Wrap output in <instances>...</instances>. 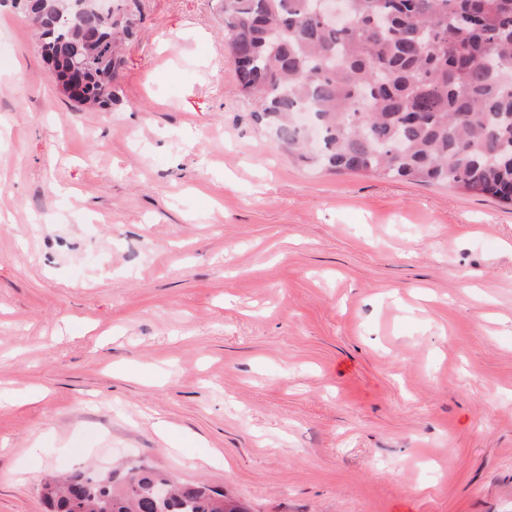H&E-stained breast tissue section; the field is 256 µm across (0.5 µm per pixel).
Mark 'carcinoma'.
<instances>
[{
    "instance_id": "obj_1",
    "label": "carcinoma",
    "mask_w": 512,
    "mask_h": 512,
    "mask_svg": "<svg viewBox=\"0 0 512 512\" xmlns=\"http://www.w3.org/2000/svg\"><path fill=\"white\" fill-rule=\"evenodd\" d=\"M136 2L38 31L58 64L87 30L108 35L83 61L80 109H112ZM224 46L256 120L293 158L512 206V0H348L347 21L336 23L317 0H224ZM299 112L321 132L315 150ZM163 478L173 484L166 501L154 494ZM42 497L48 512H249L205 481L143 463L57 477Z\"/></svg>"
}]
</instances>
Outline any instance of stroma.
<instances>
[{
    "instance_id": "1",
    "label": "stroma",
    "mask_w": 512,
    "mask_h": 512,
    "mask_svg": "<svg viewBox=\"0 0 512 512\" xmlns=\"http://www.w3.org/2000/svg\"><path fill=\"white\" fill-rule=\"evenodd\" d=\"M108 112L0 6V512L142 461L251 512H512V208L309 169L222 0H140Z\"/></svg>"
}]
</instances>
